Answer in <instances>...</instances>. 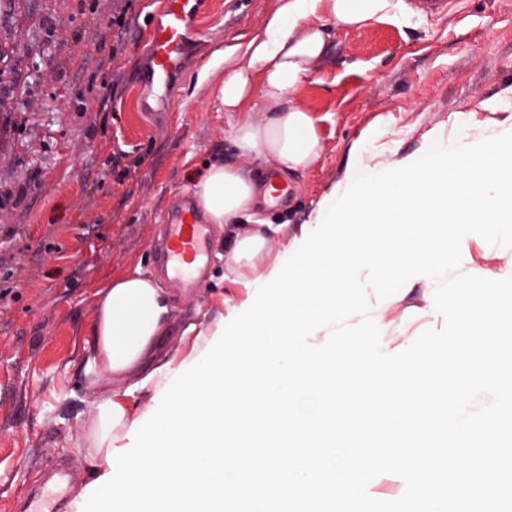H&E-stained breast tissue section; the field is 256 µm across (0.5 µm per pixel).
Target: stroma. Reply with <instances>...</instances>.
Instances as JSON below:
<instances>
[{
    "label": "stroma",
    "instance_id": "stroma-1",
    "mask_svg": "<svg viewBox=\"0 0 512 512\" xmlns=\"http://www.w3.org/2000/svg\"><path fill=\"white\" fill-rule=\"evenodd\" d=\"M161 0H13L0 11L11 52L0 61V190L23 188L0 205V512L60 462L76 471L58 503L70 512L89 478L79 452L92 394L83 354L99 291L122 270L156 276L151 242L204 162H233L229 125L213 101L226 52L257 33L276 0H204L200 40L167 111L141 108L138 86L149 11ZM396 21L332 27L333 52L295 97L318 119L319 157L290 182L288 197L259 207L287 223L255 270L224 264L223 227L212 225L213 254L194 297L174 296L159 339L162 362L194 348L192 323H209L251 304L256 269L274 264L310 212L335 192L400 167L437 147L512 127V0H447L439 13L404 0ZM130 9L123 40L114 13ZM463 256L435 280L397 287L354 270L367 305L336 325L337 339L376 334L393 360L409 345L447 346L451 324L436 317L434 293L453 296L475 281L512 290V238L465 229Z\"/></svg>",
    "mask_w": 512,
    "mask_h": 512
}]
</instances>
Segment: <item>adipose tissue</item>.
<instances>
[{"mask_svg":"<svg viewBox=\"0 0 512 512\" xmlns=\"http://www.w3.org/2000/svg\"><path fill=\"white\" fill-rule=\"evenodd\" d=\"M403 0H277L260 34L224 57L213 89L238 160L193 178L196 207L223 225L224 259L253 266L277 226L258 219L254 168L289 179L311 167L320 139L294 92L331 52L328 23L362 28L403 16ZM253 227L242 230V222ZM512 234V128L410 160L371 184L328 197L283 259L256 277L257 304L197 328L203 350L177 367L133 374L171 318L172 299L141 269L101 290L84 373L122 391L95 400L81 451L90 475L71 512L111 498L113 512H366L379 470L413 479L398 512H505L512 507V295L470 282L434 304L454 324L447 348L425 341L387 363L368 336L317 353L314 336L359 307L349 280L375 266L389 282L428 279L466 248L462 226ZM238 355L224 360L225 344ZM498 402L485 423L465 415L473 386ZM154 393L132 415L129 397ZM355 463L323 466L327 448Z\"/></svg>","mask_w":512,"mask_h":512,"instance_id":"ef3b65f1","label":"adipose tissue"}]
</instances>
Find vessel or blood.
Masks as SVG:
<instances>
[{
  "instance_id": "b4317fda",
  "label": "vessel or blood",
  "mask_w": 512,
  "mask_h": 512,
  "mask_svg": "<svg viewBox=\"0 0 512 512\" xmlns=\"http://www.w3.org/2000/svg\"><path fill=\"white\" fill-rule=\"evenodd\" d=\"M196 5V0H162L160 8L149 14L148 50L140 83L156 105H167L183 72L188 43L198 35L191 25L197 14ZM209 234V225L201 221L194 205L168 213L164 232L152 243L151 250L158 269L171 283L180 288H196L193 272L209 259ZM70 479V469L56 472L50 490L27 496L28 512H54L56 493Z\"/></svg>"
}]
</instances>
